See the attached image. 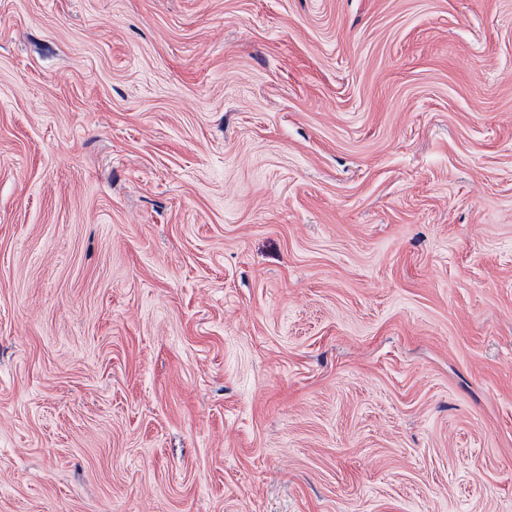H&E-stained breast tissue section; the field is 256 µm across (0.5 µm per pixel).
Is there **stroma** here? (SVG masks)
Masks as SVG:
<instances>
[{
  "mask_svg": "<svg viewBox=\"0 0 512 512\" xmlns=\"http://www.w3.org/2000/svg\"><path fill=\"white\" fill-rule=\"evenodd\" d=\"M0 512H512V0H0Z\"/></svg>",
  "mask_w": 512,
  "mask_h": 512,
  "instance_id": "35a3bbf8",
  "label": "stroma"
}]
</instances>
